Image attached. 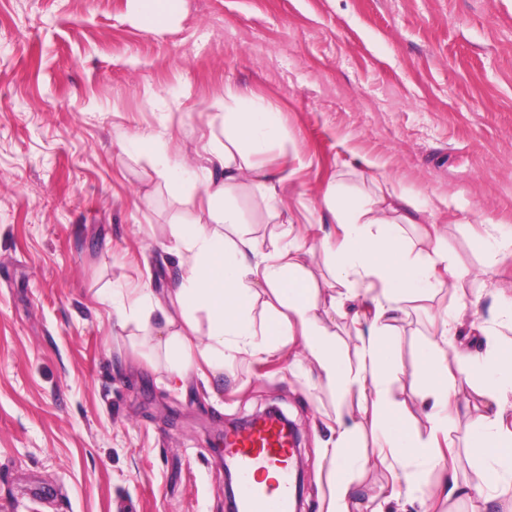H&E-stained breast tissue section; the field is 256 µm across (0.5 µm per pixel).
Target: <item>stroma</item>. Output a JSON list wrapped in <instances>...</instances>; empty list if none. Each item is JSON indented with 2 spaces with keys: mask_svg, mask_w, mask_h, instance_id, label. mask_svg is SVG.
<instances>
[{
  "mask_svg": "<svg viewBox=\"0 0 512 512\" xmlns=\"http://www.w3.org/2000/svg\"><path fill=\"white\" fill-rule=\"evenodd\" d=\"M228 91L280 116L260 158L293 174L283 191L317 247L299 261L321 306L348 313L322 323L350 364L359 304L318 247L336 236L320 221L326 188L432 208L463 277L407 301L390 339L386 389L412 430L430 432L419 354L449 302L483 290L475 320L491 327L512 300V258L478 242L485 225L512 229V0H173L162 30L145 0H0V512H231L214 440L271 407L301 436V512H328L323 449L341 418L361 423L350 512H512L435 494L445 466L482 480L464 415L438 438L453 452L417 465L406 497L356 392L321 382L300 336L219 372L196 364L177 389L164 347L118 326L112 291L179 285L165 246L200 212L155 169L221 133ZM162 124L143 150L137 133ZM231 201L260 252L288 243L253 187Z\"/></svg>",
  "mask_w": 512,
  "mask_h": 512,
  "instance_id": "stroma-1",
  "label": "stroma"
}]
</instances>
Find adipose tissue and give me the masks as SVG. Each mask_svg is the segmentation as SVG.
Returning a JSON list of instances; mask_svg holds the SVG:
<instances>
[{"label":"adipose tissue","instance_id":"1","mask_svg":"<svg viewBox=\"0 0 512 512\" xmlns=\"http://www.w3.org/2000/svg\"><path fill=\"white\" fill-rule=\"evenodd\" d=\"M222 125L223 138H211L203 148L208 163L218 167L199 195V207L208 219L175 236L180 288L168 302L141 288L134 307H120V321L146 326L152 315L160 316L167 330L163 344L172 356L178 383L185 382L193 361L219 369L225 358L242 353L263 358L276 351L274 337L300 331L305 355L320 379L345 391L357 389L361 409L382 435L389 465L401 471L407 492L417 488L414 465L435 461L437 433L447 430L449 415L462 411L469 414L476 437L469 450L485 463L488 479L473 485L461 481L456 471L445 472L439 484L441 495L461 499L491 489L497 496L512 498V345L490 337L481 352L458 348L448 353L435 343L422 350L420 371L428 399L425 417L432 430L428 438L409 428L386 393L389 338L402 303L438 288L459 287L461 280L442 242L411 257L402 227L417 223L418 206L404 198L394 214L379 192L360 200L347 198L334 187L324 194L325 210L338 226L333 279L351 296L372 305L365 319L367 336L359 363L350 367L318 318V291L298 261V247L277 246L271 255L259 256L254 239L238 230V211L224 204L226 197L250 184L271 213L289 211L282 178L269 174L259 159L265 142L281 133L277 114L261 104L245 107L236 102L225 105ZM262 288L273 292L282 310L258 332L247 311ZM173 304L180 309V317L171 315ZM195 309L207 313L206 333H199L191 318ZM260 332L265 335L261 341L256 338ZM461 378L482 379L480 403L459 401L456 389ZM356 431V425H339L328 450L338 472L332 481L329 512H349L346 474L356 460L352 452Z\"/></svg>","mask_w":512,"mask_h":512}]
</instances>
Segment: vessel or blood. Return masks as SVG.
<instances>
[{
  "instance_id": "vessel-or-blood-1",
  "label": "vessel or blood",
  "mask_w": 512,
  "mask_h": 512,
  "mask_svg": "<svg viewBox=\"0 0 512 512\" xmlns=\"http://www.w3.org/2000/svg\"><path fill=\"white\" fill-rule=\"evenodd\" d=\"M224 453L233 460L244 481L243 512H293L294 442L276 416L225 435ZM270 470L278 475L275 485L263 487L252 483V475Z\"/></svg>"
}]
</instances>
